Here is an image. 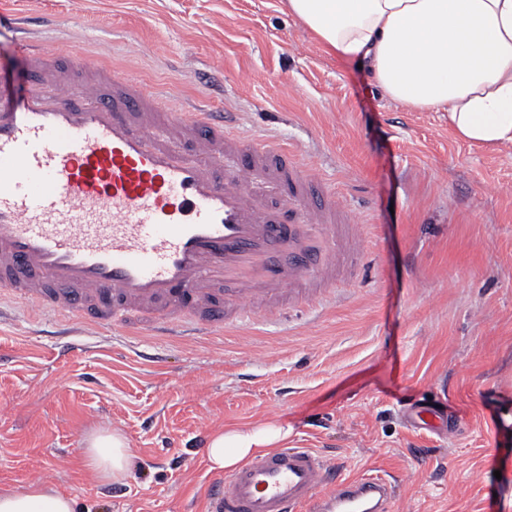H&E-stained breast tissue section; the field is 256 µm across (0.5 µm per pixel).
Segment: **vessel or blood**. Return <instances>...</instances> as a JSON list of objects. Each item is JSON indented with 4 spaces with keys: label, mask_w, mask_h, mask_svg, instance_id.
<instances>
[{
    "label": "vessel or blood",
    "mask_w": 512,
    "mask_h": 512,
    "mask_svg": "<svg viewBox=\"0 0 512 512\" xmlns=\"http://www.w3.org/2000/svg\"><path fill=\"white\" fill-rule=\"evenodd\" d=\"M27 57L23 96L0 76V288L166 335L187 319L246 323L259 301L274 318L351 276L363 235L294 150L236 134L230 113L172 108L98 61ZM392 494L298 446L213 476L207 512H383Z\"/></svg>",
    "instance_id": "vessel-or-blood-1"
}]
</instances>
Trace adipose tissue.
<instances>
[{"label": "adipose tissue", "instance_id": "adipose-tissue-1", "mask_svg": "<svg viewBox=\"0 0 512 512\" xmlns=\"http://www.w3.org/2000/svg\"><path fill=\"white\" fill-rule=\"evenodd\" d=\"M287 8L327 53L362 64L392 103L447 113L468 144L512 147V0H287ZM292 436L280 421L227 426L210 435L207 459L231 470ZM83 445L98 481H125L131 452L120 429L92 433ZM0 512H74V502L38 484L0 493Z\"/></svg>", "mask_w": 512, "mask_h": 512}]
</instances>
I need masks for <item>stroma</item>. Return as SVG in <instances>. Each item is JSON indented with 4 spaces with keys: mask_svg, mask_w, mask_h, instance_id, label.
Instances as JSON below:
<instances>
[{
    "mask_svg": "<svg viewBox=\"0 0 512 512\" xmlns=\"http://www.w3.org/2000/svg\"><path fill=\"white\" fill-rule=\"evenodd\" d=\"M92 56L297 150L365 226L351 278L197 340L34 312L0 290V492L46 483L75 512H205L202 439L279 419L386 512H512V149L464 143L387 102L282 0H0V72L23 44ZM85 343L67 352L71 339ZM117 427L121 495L82 461Z\"/></svg>",
    "mask_w": 512,
    "mask_h": 512,
    "instance_id": "stroma-1",
    "label": "stroma"
}]
</instances>
